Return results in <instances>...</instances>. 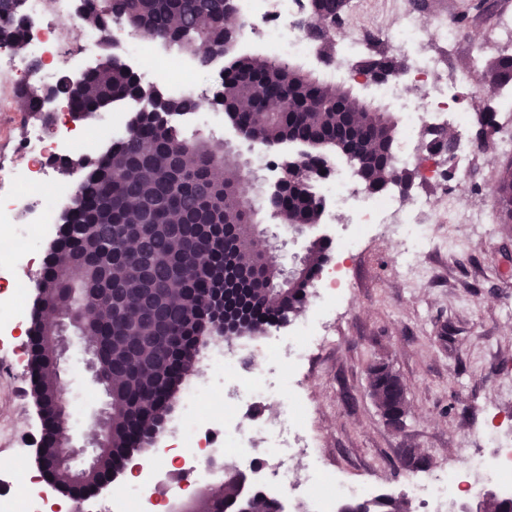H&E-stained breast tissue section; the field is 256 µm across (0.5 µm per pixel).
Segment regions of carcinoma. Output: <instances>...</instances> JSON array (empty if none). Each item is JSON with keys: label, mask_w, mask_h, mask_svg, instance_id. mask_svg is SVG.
<instances>
[{"label": "carcinoma", "mask_w": 512, "mask_h": 512, "mask_svg": "<svg viewBox=\"0 0 512 512\" xmlns=\"http://www.w3.org/2000/svg\"><path fill=\"white\" fill-rule=\"evenodd\" d=\"M23 0H0V9L14 20L0 25V46L24 42ZM81 19L104 30L122 22L139 34L184 53L195 54L207 41L227 47L233 40L227 19L233 0H80ZM488 0H469L455 17L463 28L488 12ZM312 23L308 36L322 44V61L331 59L333 37L342 26L344 0H309ZM401 61L383 55L370 70L391 74ZM486 76L500 87H512V54L496 58ZM70 100L74 113L91 117L123 100L138 99L146 107L130 121L128 136L96 158L74 155L57 162L66 173L81 171L75 200L61 215L59 237L44 263L35 304L32 336L33 394L45 412L46 432L38 452L56 456L53 398L56 367L52 350L42 341L41 311L75 294L93 309L89 335L99 342V363L111 379L112 432L96 465L81 476L65 466L50 473L55 486L71 495L96 490L115 479L131 454L153 442L159 420L171 409L175 392L195 364L197 337L223 327L239 334L262 333L299 315L316 269L326 260L327 240L312 241L297 270L286 276L268 245L255 230L259 210L234 187L211 182L213 170L233 162L224 146L189 140L172 118L201 107L192 94L169 97L141 83L127 67L103 61L79 82L62 77L47 89L21 87L18 98L27 112L48 124L46 103L55 96ZM278 101V111L270 103ZM211 105L220 107L245 137L275 147L290 143L301 152L288 162L285 195L268 213L290 227L317 224L321 202L311 174L327 169V155L336 152L355 167L371 192L389 185L407 194L418 177L396 166L394 143L398 122L388 112L346 87L329 85L286 59L238 55L224 66L220 90ZM362 115L354 127L349 117ZM477 139L497 132L492 108L473 113ZM427 151L451 157L457 143L445 130H431ZM187 171L175 168L174 156L184 147ZM504 222L512 223V162L497 186ZM186 227L182 234L170 226ZM136 225L147 226L144 267L128 257L124 239ZM182 280L172 294L161 285L174 274ZM371 396L383 417L407 414L399 395L400 377L388 366H372ZM479 512H502L504 502L493 492L479 498ZM278 512V501L263 493H243L228 478L217 494L201 497L195 512ZM371 512H411L402 495Z\"/></svg>", "instance_id": "carcinoma-1"}]
</instances>
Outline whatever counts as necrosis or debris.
Instances as JSON below:
<instances>
[{
  "label": "necrosis or debris",
  "instance_id": "obj_1",
  "mask_svg": "<svg viewBox=\"0 0 512 512\" xmlns=\"http://www.w3.org/2000/svg\"><path fill=\"white\" fill-rule=\"evenodd\" d=\"M381 5L390 23L376 26L378 41H371L367 30L350 23L344 32L343 53L323 65L321 77L330 84L349 83L372 58L397 55L403 61L400 72L377 83L375 90L400 113L395 145L398 166L416 170L420 181L429 184L443 181L449 168L459 177H467L475 160L469 139L472 116L458 108L457 93L467 85L468 76L452 65L462 45V33L447 11L427 18L414 9L411 0H381ZM235 7L241 22L238 41L258 38L272 47L276 56L320 59L321 45L301 27L308 0H235ZM26 13L36 22L35 28L25 33L26 52L43 62L31 85L48 88L57 82L61 69L74 63L75 54L64 42L61 29L79 26V16L73 13L71 0H56L55 15L50 19L45 16L44 0H26ZM79 28L84 48L96 47L106 38L116 45L117 55L138 60L144 82H165L171 92L181 95L210 79L187 57L157 55L153 41L133 34L123 24H112L105 31ZM51 107L56 115L54 125L31 127L20 145L27 157L24 167H0V226L9 230L8 237L0 240V273L37 252L44 225L51 223L59 206L74 195L70 184L48 179L53 161L61 153L75 152L88 133L106 132L119 141L128 132L127 125L108 111L96 115L90 127L70 130L66 127L67 101L56 99ZM441 125L452 127L457 140V150L449 159L421 146L427 129ZM314 184L323 202L321 223H335L341 216L347 219L339 240L341 255L352 254L374 226L396 227L397 251L408 280L422 272L429 254L455 246L454 241L437 235L431 213H439L443 222L461 225L466 239L492 232L485 213L454 194L441 201L424 193L407 201L391 191H368L336 170L315 177ZM327 341L326 334L309 321L298 322L287 342L266 348L269 366L265 369L246 365L235 351L216 349L207 358L210 377L184 388L180 428L155 447V454L168 459L170 471L184 485L207 472L212 462L240 457L249 458L255 472L286 494L307 497L308 485L318 484L322 493L307 498L306 512H335L339 502L366 499L371 494L367 486L344 481L311 455L316 440L306 425L308 408L294 395L298 365ZM271 402L281 405L273 419L262 413L263 406ZM483 436L492 455L470 453L461 464L432 473L428 480L410 479V498L426 505L455 496L478 498L491 485L512 494V440H503L493 426L485 428ZM164 509V499L153 486L152 468L144 465L101 512Z\"/></svg>",
  "mask_w": 512,
  "mask_h": 512
}]
</instances>
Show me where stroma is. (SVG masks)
Instances as JSON below:
<instances>
[{
  "label": "stroma",
  "instance_id": "35a3bbf8",
  "mask_svg": "<svg viewBox=\"0 0 512 512\" xmlns=\"http://www.w3.org/2000/svg\"><path fill=\"white\" fill-rule=\"evenodd\" d=\"M205 111L209 125L185 128V136L223 141L240 167H248L252 142L233 129L221 108L209 105ZM31 124L25 112H0L5 165L23 164L19 143ZM505 162V156L484 149L468 179L449 180V192L478 208L493 205ZM262 228L287 272L309 242L325 234L320 223L292 230L271 218ZM58 235V224L47 225L35 260L15 265V280L26 286L27 309L0 330V469L7 472L18 461L28 470L38 466L42 423L32 395L31 347L21 332L30 326L29 307ZM395 264L393 236L374 229L345 262L353 286L326 319L335 343L316 351L297 372L299 396L326 464L344 480L368 485L376 497L402 495L410 476L456 465L468 449L481 447L472 431L482 425L487 408L500 410L502 433L512 435V224H496L490 238L460 243L435 257L428 274L413 285L401 281ZM85 362L83 343L72 340L61 378L71 433L81 442L101 398ZM382 363L405 387L408 412L399 428L382 416L370 394L369 367ZM405 448L414 449L425 467H408L401 454Z\"/></svg>",
  "mask_w": 512,
  "mask_h": 512
}]
</instances>
